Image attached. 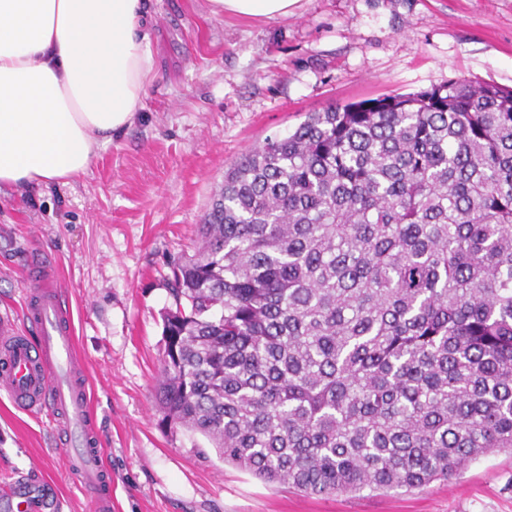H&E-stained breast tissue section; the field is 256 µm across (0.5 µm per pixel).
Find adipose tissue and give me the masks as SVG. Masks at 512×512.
<instances>
[{
  "instance_id": "1",
  "label": "adipose tissue",
  "mask_w": 512,
  "mask_h": 512,
  "mask_svg": "<svg viewBox=\"0 0 512 512\" xmlns=\"http://www.w3.org/2000/svg\"><path fill=\"white\" fill-rule=\"evenodd\" d=\"M299 0H209L276 19ZM145 0H0V187L65 182L130 127L155 73Z\"/></svg>"
}]
</instances>
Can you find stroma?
<instances>
[{
	"instance_id": "35a3bbf8",
	"label": "stroma",
	"mask_w": 512,
	"mask_h": 512,
	"mask_svg": "<svg viewBox=\"0 0 512 512\" xmlns=\"http://www.w3.org/2000/svg\"><path fill=\"white\" fill-rule=\"evenodd\" d=\"M156 74L87 172L0 189V314L20 333L25 271L55 262L90 376L112 512H512V451L412 491L309 495L224 462L164 418L168 263L193 252L225 173L308 113L456 79L512 89V0H299L273 20L148 0ZM88 512L47 415L0 394V512Z\"/></svg>"
}]
</instances>
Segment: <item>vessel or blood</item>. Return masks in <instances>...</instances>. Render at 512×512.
Listing matches in <instances>:
<instances>
[{
	"label": "vessel or blood",
	"mask_w": 512,
	"mask_h": 512,
	"mask_svg": "<svg viewBox=\"0 0 512 512\" xmlns=\"http://www.w3.org/2000/svg\"><path fill=\"white\" fill-rule=\"evenodd\" d=\"M24 313L31 336L0 316V392L27 412L47 413L90 512H112V478L98 446L85 361L55 267L36 259L27 272Z\"/></svg>",
	"instance_id": "obj_1"
}]
</instances>
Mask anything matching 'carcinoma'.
<instances>
[{
  "mask_svg": "<svg viewBox=\"0 0 512 512\" xmlns=\"http://www.w3.org/2000/svg\"><path fill=\"white\" fill-rule=\"evenodd\" d=\"M170 271L159 401L225 462L332 495L512 450V90L310 113L233 164Z\"/></svg>",
  "mask_w": 512,
  "mask_h": 512,
  "instance_id": "obj_1",
  "label": "carcinoma"
}]
</instances>
